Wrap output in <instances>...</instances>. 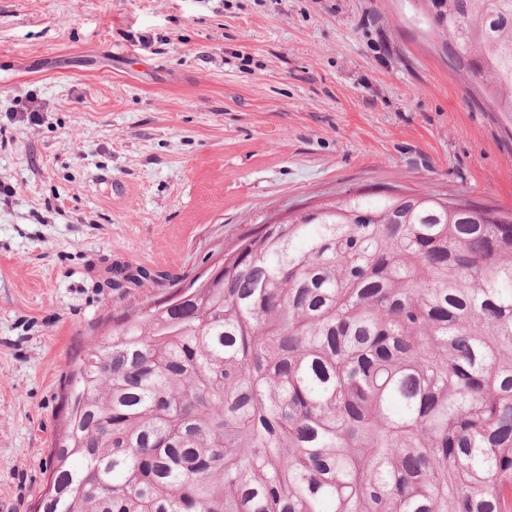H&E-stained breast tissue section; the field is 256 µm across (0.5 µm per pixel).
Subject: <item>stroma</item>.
<instances>
[{"mask_svg": "<svg viewBox=\"0 0 512 512\" xmlns=\"http://www.w3.org/2000/svg\"><path fill=\"white\" fill-rule=\"evenodd\" d=\"M392 189L512 210V117L423 0H0V512H32L113 314ZM115 264L161 277L96 291Z\"/></svg>", "mask_w": 512, "mask_h": 512, "instance_id": "stroma-1", "label": "stroma"}]
</instances>
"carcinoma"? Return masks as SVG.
I'll use <instances>...</instances> for the list:
<instances>
[{
  "label": "carcinoma",
  "mask_w": 512,
  "mask_h": 512,
  "mask_svg": "<svg viewBox=\"0 0 512 512\" xmlns=\"http://www.w3.org/2000/svg\"><path fill=\"white\" fill-rule=\"evenodd\" d=\"M424 2L512 112V0ZM62 402L34 512H512V215L389 193L265 224L113 319Z\"/></svg>",
  "instance_id": "obj_1"
}]
</instances>
